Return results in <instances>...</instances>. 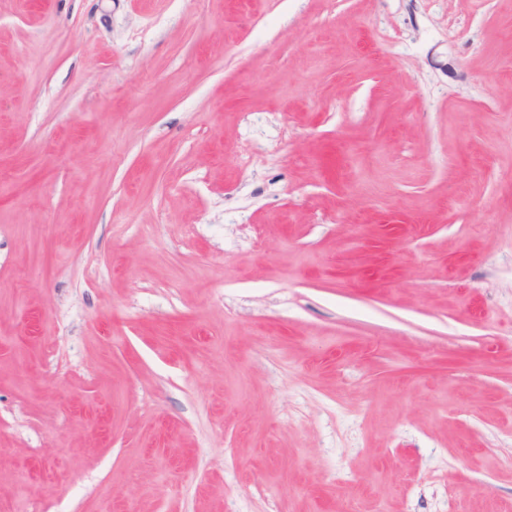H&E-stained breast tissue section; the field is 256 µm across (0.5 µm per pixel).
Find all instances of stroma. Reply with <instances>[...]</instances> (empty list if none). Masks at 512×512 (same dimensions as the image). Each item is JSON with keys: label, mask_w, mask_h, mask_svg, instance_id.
<instances>
[{"label": "stroma", "mask_w": 512, "mask_h": 512, "mask_svg": "<svg viewBox=\"0 0 512 512\" xmlns=\"http://www.w3.org/2000/svg\"><path fill=\"white\" fill-rule=\"evenodd\" d=\"M9 512H512V0H0Z\"/></svg>", "instance_id": "stroma-1"}]
</instances>
